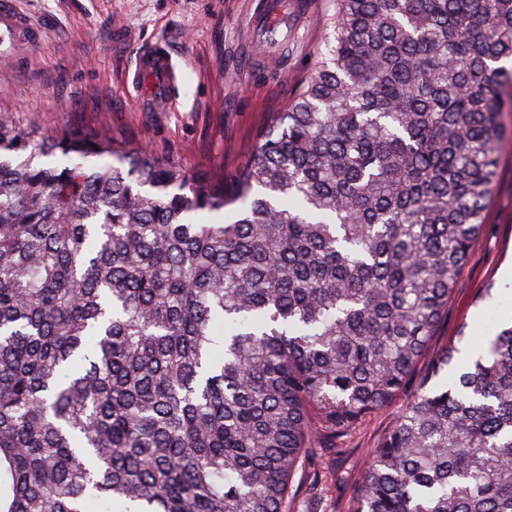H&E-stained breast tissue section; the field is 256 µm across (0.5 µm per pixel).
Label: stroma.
Listing matches in <instances>:
<instances>
[{
	"label": "stroma",
	"instance_id": "obj_1",
	"mask_svg": "<svg viewBox=\"0 0 512 512\" xmlns=\"http://www.w3.org/2000/svg\"><path fill=\"white\" fill-rule=\"evenodd\" d=\"M254 0H19L44 28L27 66L0 72V113L51 134L66 126L105 129L132 147L146 148L191 170L234 173L251 157L258 132L287 111L324 49L332 0L289 5L285 40L272 45L277 62L253 65L249 42ZM165 44L173 56L176 94L167 111L142 109L151 82L138 71L140 51ZM512 137L505 140L485 230L472 245L435 347L460 331L491 335L512 318ZM491 288L483 298V288ZM402 404L360 421L342 445L322 451L321 468L341 478L339 507L347 512L358 491L369 449L379 447Z\"/></svg>",
	"mask_w": 512,
	"mask_h": 512
}]
</instances>
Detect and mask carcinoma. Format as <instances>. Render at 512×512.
I'll return each mask as SVG.
<instances>
[{
  "label": "carcinoma",
  "mask_w": 512,
  "mask_h": 512,
  "mask_svg": "<svg viewBox=\"0 0 512 512\" xmlns=\"http://www.w3.org/2000/svg\"><path fill=\"white\" fill-rule=\"evenodd\" d=\"M331 27L227 183L0 113V512H295L402 397L485 227L512 0H334ZM458 353L348 512H512V321Z\"/></svg>",
  "instance_id": "carcinoma-1"
}]
</instances>
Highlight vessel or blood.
Wrapping results in <instances>:
<instances>
[{
	"mask_svg": "<svg viewBox=\"0 0 512 512\" xmlns=\"http://www.w3.org/2000/svg\"><path fill=\"white\" fill-rule=\"evenodd\" d=\"M41 44V31L30 17L21 11L16 0H0V66L18 64L36 53ZM144 76L149 77L157 94L165 96L172 85L170 59L160 51L140 63Z\"/></svg>",
	"mask_w": 512,
	"mask_h": 512,
	"instance_id": "vessel-or-blood-1",
	"label": "vessel or blood"
}]
</instances>
